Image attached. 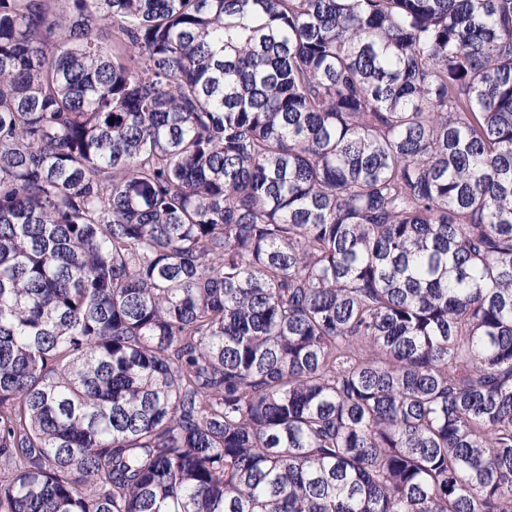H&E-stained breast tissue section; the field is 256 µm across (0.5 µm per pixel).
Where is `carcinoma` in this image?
<instances>
[{
    "mask_svg": "<svg viewBox=\"0 0 512 512\" xmlns=\"http://www.w3.org/2000/svg\"><path fill=\"white\" fill-rule=\"evenodd\" d=\"M0 512H512V0H0Z\"/></svg>",
    "mask_w": 512,
    "mask_h": 512,
    "instance_id": "1",
    "label": "carcinoma"
}]
</instances>
